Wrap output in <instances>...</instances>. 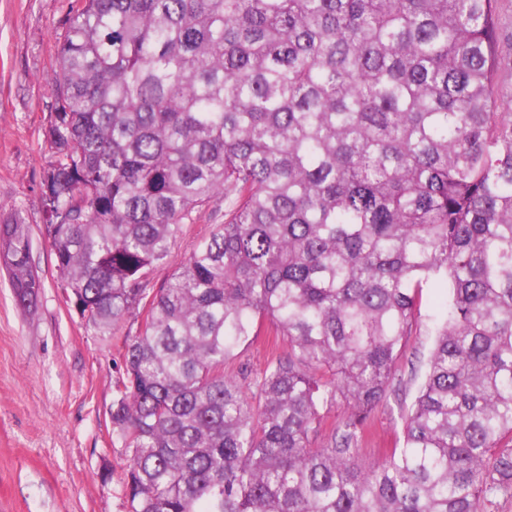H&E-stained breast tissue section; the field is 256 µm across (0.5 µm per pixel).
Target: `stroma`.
Listing matches in <instances>:
<instances>
[{
	"mask_svg": "<svg viewBox=\"0 0 512 512\" xmlns=\"http://www.w3.org/2000/svg\"><path fill=\"white\" fill-rule=\"evenodd\" d=\"M69 8L70 0H0V220L17 214L29 224L32 263L42 280L38 309L28 314L0 272V512H128L127 450L112 432L110 413L124 338L140 324L130 320L114 335L98 336L81 320L61 286L39 202L51 160L44 128L52 73ZM496 12L497 81L502 95L512 97V0H497ZM223 221V208L212 206L184 225L151 288ZM446 300V289H423L417 325L397 360L396 390L366 418L360 466L401 444L402 419L425 377ZM287 352V340L267 324L238 348L229 369L259 372L272 355Z\"/></svg>",
	"mask_w": 512,
	"mask_h": 512,
	"instance_id": "obj_1",
	"label": "stroma"
}]
</instances>
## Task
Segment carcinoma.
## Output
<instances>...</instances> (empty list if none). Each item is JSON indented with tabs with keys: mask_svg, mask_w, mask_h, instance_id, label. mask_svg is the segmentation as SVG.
<instances>
[{
	"mask_svg": "<svg viewBox=\"0 0 512 512\" xmlns=\"http://www.w3.org/2000/svg\"><path fill=\"white\" fill-rule=\"evenodd\" d=\"M496 0H73L47 237L81 319L126 338L128 512H485L512 496V100ZM224 223L157 290L182 226ZM17 304L41 281L0 222ZM449 290L403 444L362 469L426 287ZM288 339L224 374L264 321ZM347 407L316 447L323 415Z\"/></svg>",
	"mask_w": 512,
	"mask_h": 512,
	"instance_id": "carcinoma-1",
	"label": "carcinoma"
}]
</instances>
